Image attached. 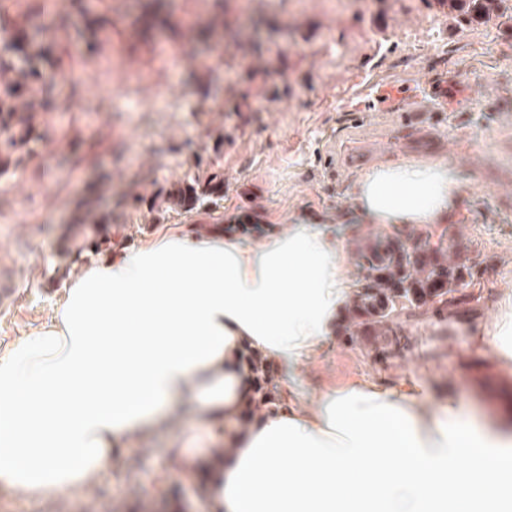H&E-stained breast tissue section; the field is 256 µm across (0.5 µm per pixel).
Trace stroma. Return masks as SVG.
I'll list each match as a JSON object with an SVG mask.
<instances>
[{
    "label": "stroma",
    "instance_id": "obj_1",
    "mask_svg": "<svg viewBox=\"0 0 512 512\" xmlns=\"http://www.w3.org/2000/svg\"><path fill=\"white\" fill-rule=\"evenodd\" d=\"M224 24L211 42L196 32L213 0H169V26L150 41L129 22L140 0H107L112 25L92 59L82 46L53 68L95 69L96 96L60 81L37 138L12 176L0 178V273L16 282L0 309V353L51 321L65 284L82 266L64 248L77 201L96 184L99 209L124 225L114 247L133 249L166 226L196 231L206 216L169 212L152 219L128 207L130 186L181 182L195 158L223 137L225 224L248 214L280 233L307 223L328 230L358 214L355 182L378 162L444 161L458 175L459 252L481 271L442 311L409 318L401 342L329 339L293 371L300 406L317 389L372 379L414 380L432 399L454 397L462 418L512 426V358L488 341L512 299V21L457 29L431 0H223ZM132 72L113 96L112 66ZM374 98L373 108L360 104ZM152 103L135 109L137 99ZM430 128L437 145L413 138ZM201 398L174 424L132 435L112 466L82 493L32 500L0 490V512H210L199 476L179 471L173 451L202 432Z\"/></svg>",
    "mask_w": 512,
    "mask_h": 512
}]
</instances>
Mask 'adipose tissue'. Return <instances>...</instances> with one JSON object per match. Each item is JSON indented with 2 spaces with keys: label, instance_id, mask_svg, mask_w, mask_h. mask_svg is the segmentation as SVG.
<instances>
[{
  "label": "adipose tissue",
  "instance_id": "1",
  "mask_svg": "<svg viewBox=\"0 0 512 512\" xmlns=\"http://www.w3.org/2000/svg\"><path fill=\"white\" fill-rule=\"evenodd\" d=\"M381 225L447 223L457 177L440 162H386L356 180ZM351 281L331 232L307 224L260 247L166 228L90 259L49 323L0 356V488L77 493L131 433L203 394L230 454L208 459L213 512H495L512 490V433L426 409V389L357 381L315 410L277 407L239 426L253 391L244 347L291 367L326 343Z\"/></svg>",
  "mask_w": 512,
  "mask_h": 512
}]
</instances>
